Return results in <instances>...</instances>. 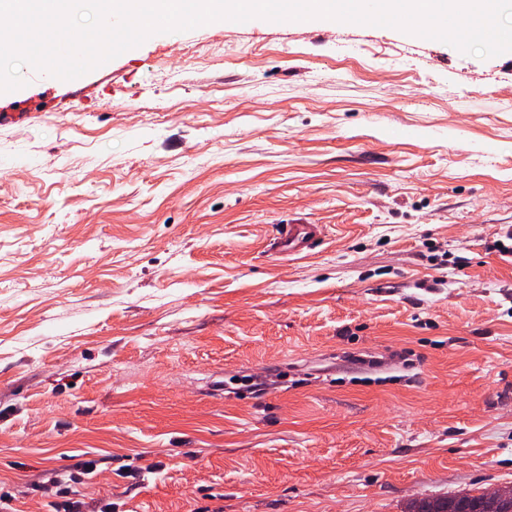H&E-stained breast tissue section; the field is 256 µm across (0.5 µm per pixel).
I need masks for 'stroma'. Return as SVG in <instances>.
<instances>
[{"label": "stroma", "instance_id": "obj_1", "mask_svg": "<svg viewBox=\"0 0 512 512\" xmlns=\"http://www.w3.org/2000/svg\"><path fill=\"white\" fill-rule=\"evenodd\" d=\"M0 93V492L403 512L512 485V52L313 19ZM285 224H319L300 255ZM156 473L136 483L147 465ZM95 464L88 461L80 465V472L65 477L52 474L43 487L44 496L48 499L44 507L46 512H112L116 504L112 500L85 501L84 487L88 484L86 475L94 472Z\"/></svg>", "mask_w": 512, "mask_h": 512}]
</instances>
